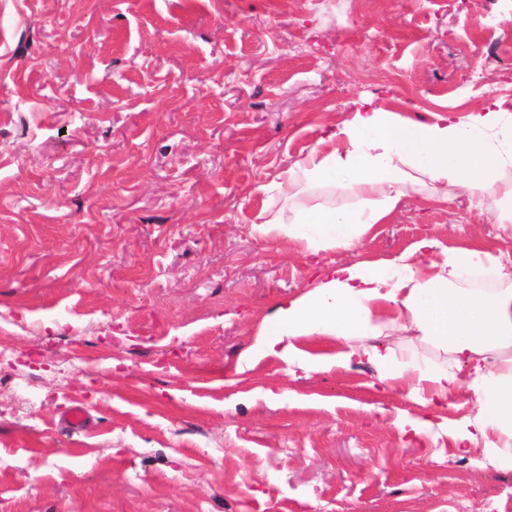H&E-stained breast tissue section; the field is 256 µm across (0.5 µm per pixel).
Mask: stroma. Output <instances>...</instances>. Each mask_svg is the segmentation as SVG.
Returning a JSON list of instances; mask_svg holds the SVG:
<instances>
[{"mask_svg": "<svg viewBox=\"0 0 512 512\" xmlns=\"http://www.w3.org/2000/svg\"><path fill=\"white\" fill-rule=\"evenodd\" d=\"M496 99L512 0H0V512H512V457L451 436L470 391L425 407L366 361L257 350L341 265L430 240L512 266V223L426 180L348 250L259 228L361 207L301 168L354 102Z\"/></svg>", "mask_w": 512, "mask_h": 512, "instance_id": "stroma-1", "label": "stroma"}]
</instances>
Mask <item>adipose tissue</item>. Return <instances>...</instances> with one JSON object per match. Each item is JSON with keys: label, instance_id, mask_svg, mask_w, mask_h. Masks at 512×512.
<instances>
[{"label": "adipose tissue", "instance_id": "adipose-tissue-1", "mask_svg": "<svg viewBox=\"0 0 512 512\" xmlns=\"http://www.w3.org/2000/svg\"><path fill=\"white\" fill-rule=\"evenodd\" d=\"M332 137L337 148L309 154L305 173L318 184L347 185L372 203L353 210L320 205L289 215L281 209L267 214L266 225L286 227L289 238L309 250L323 244L352 248L414 191L415 175L479 196L491 177L512 169V111L498 102L435 121L359 108ZM488 258L487 252L473 249L425 266L408 252L390 265L339 267L308 293L278 306L263 328L259 349L292 355L299 338L332 337L342 349L335 358L315 361L316 369L363 358L376 367L380 381L406 385L409 395L425 405L450 403L466 385L459 367L468 365L472 379L467 385L477 412L454 438L467 445L482 437L487 455L507 453L512 449V288L457 285L462 269ZM406 328L443 346L451 367L408 362L394 349L370 343L381 331Z\"/></svg>", "mask_w": 512, "mask_h": 512}]
</instances>
